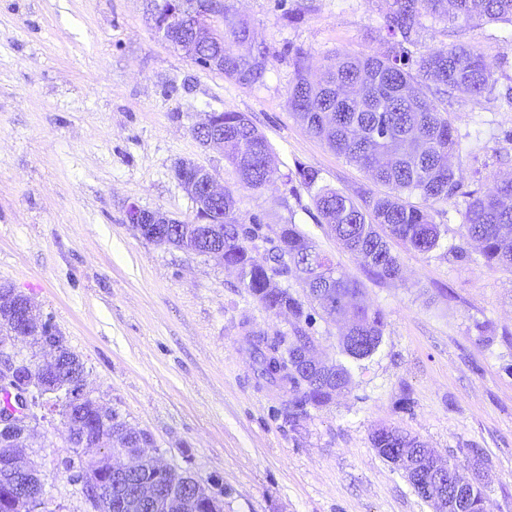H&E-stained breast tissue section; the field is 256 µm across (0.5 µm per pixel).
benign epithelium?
<instances>
[{"label":"benign epithelium","mask_w":512,"mask_h":512,"mask_svg":"<svg viewBox=\"0 0 512 512\" xmlns=\"http://www.w3.org/2000/svg\"><path fill=\"white\" fill-rule=\"evenodd\" d=\"M154 32L179 51L193 48L197 44H208L213 35L210 31L209 14L196 15L176 5V0H167L157 21ZM217 113L208 112L194 129H208L211 134L199 137L197 141L206 149L224 153V131L216 124ZM175 177L180 186L195 204L194 225L212 223L207 207L210 201L224 200V188L217 183L215 175L206 167L192 161L182 160L175 168ZM126 219L145 239L158 245L165 244L164 225L180 224L182 220L159 211H149L132 203L126 209ZM0 321L7 324L9 333L16 341H30L33 336L45 337L52 334L48 321L42 319L30 298L10 287L0 288ZM67 349L61 336H55L47 351L51 360L36 363L17 349L0 352V392H8L13 398V408L0 410V512H39L43 507L44 484L39 472L25 463L28 440L33 424L39 420L37 410L44 409L42 400L50 392L45 390L44 381L54 370L59 356ZM27 366V376L19 377L20 366ZM67 397L75 403L94 401L88 390L86 379L80 375L65 385ZM153 440L141 442L139 448H120L116 453L118 464L107 467L111 457V443L100 442L95 448L75 445L78 465L75 483L81 486L90 512H102L112 508V489L109 476L113 472L140 473L147 459L153 457L148 446ZM391 463L397 467H408L414 473L418 485L427 491L444 487L442 477L448 474V465L441 464L431 454L399 456ZM170 472L168 481L157 484L140 481L135 493L129 499V507L145 504L153 507H168L173 495L186 483V477ZM467 481H461L455 490H442L439 509L436 512H456L458 501L463 498Z\"/></svg>","instance_id":"obj_1"}]
</instances>
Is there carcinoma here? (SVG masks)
<instances>
[{
  "label": "carcinoma",
  "instance_id": "carcinoma-1",
  "mask_svg": "<svg viewBox=\"0 0 512 512\" xmlns=\"http://www.w3.org/2000/svg\"><path fill=\"white\" fill-rule=\"evenodd\" d=\"M384 19L385 50L379 54L345 53L331 60L322 79L311 81L304 71V56L296 51L294 80L288 105L306 129L331 150L364 168L372 180L388 187L384 195L369 197L366 207L358 206L343 192L319 185V172L298 167L299 185L312 198L320 223L330 227L337 239L368 273L378 279L397 280L401 264L392 254L387 239L427 253L439 246L440 225L428 212L405 199L417 193L425 201L446 202L458 189L459 180L448 162L458 150L447 112L427 93L428 81L437 92L451 97L457 91L480 96L491 91L492 72L475 47L451 44L441 53L416 61L408 57L407 46L418 42L425 20L442 18L455 33L476 21L512 24V0H387ZM224 76L249 83L263 81L268 71L266 46L253 41L250 25L244 21L224 29ZM248 43L241 53L238 47ZM224 159L238 172L240 183L261 189L274 182L277 167L273 148L246 114L223 111ZM222 230L216 237L200 230L195 239L202 253L224 247V257L253 266L252 278L241 287L261 306L279 314L287 309L294 322L291 333L252 335L248 344L254 372L264 383L288 392V414L301 419L308 408L320 407L348 388L349 369L342 363L322 361L308 367L299 357L313 350L309 310L319 309L327 322L343 325L338 346L354 360L370 357L381 343L384 315L365 304L362 289L339 264L318 250L297 225L283 224L269 250V263L253 259L248 243L258 238L257 229L244 224L233 191L224 192V203L212 210ZM467 236L480 243V255L490 269L512 270V177L494 178V189L470 197L464 213ZM295 276L303 296L279 284V278ZM85 368L73 351L58 363L51 382L59 386ZM55 415L65 430L80 424L85 446L95 447L110 425L101 415L103 408L73 405L60 396L54 402ZM371 443L383 458L390 449L413 452L424 447L417 438L395 427H383L371 435ZM485 495L478 482L469 484L466 512H484ZM168 512H213V506L187 484Z\"/></svg>",
  "mask_w": 512,
  "mask_h": 512
}]
</instances>
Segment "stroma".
<instances>
[{"label":"stroma","instance_id":"stroma-1","mask_svg":"<svg viewBox=\"0 0 512 512\" xmlns=\"http://www.w3.org/2000/svg\"><path fill=\"white\" fill-rule=\"evenodd\" d=\"M150 0H0V284L29 296L86 366L102 404L149 432L176 467L217 483L224 512H434L372 447L396 427L440 457L476 465L487 512H512V272L485 267L468 240L470 192L512 176V26L479 22L448 35L429 21L412 58L452 43L479 48L495 84L444 99L460 148L457 195L423 203L438 248L389 247L401 279L376 280L320 224L297 166L356 202L384 193L312 136L288 107L294 54L312 71L339 53L382 51L386 0H228L270 52L263 82L203 68L157 37ZM250 116L272 144L279 176L259 190L192 134L207 112ZM190 159L231 189L253 254L289 222L357 280L385 315L377 351L350 362L348 391L307 416L254 376L246 331L290 332L235 273L141 238L129 203L190 221L175 177ZM58 418L37 424L28 457L48 512H88L62 462Z\"/></svg>","mask_w":512,"mask_h":512}]
</instances>
